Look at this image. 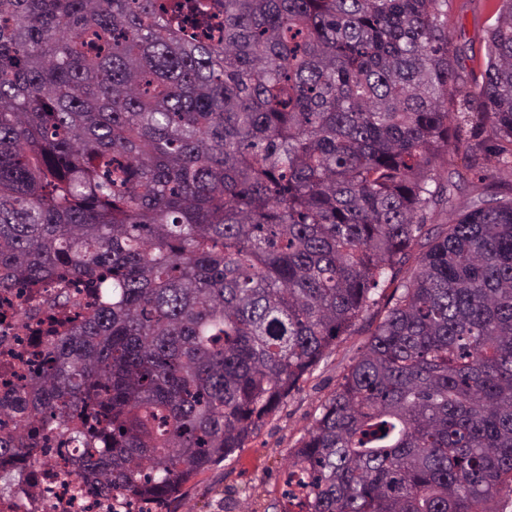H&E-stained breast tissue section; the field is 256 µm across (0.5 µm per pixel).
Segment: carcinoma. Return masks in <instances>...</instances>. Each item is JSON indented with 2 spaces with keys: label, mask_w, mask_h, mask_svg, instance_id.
I'll use <instances>...</instances> for the list:
<instances>
[{
  "label": "carcinoma",
  "mask_w": 512,
  "mask_h": 512,
  "mask_svg": "<svg viewBox=\"0 0 512 512\" xmlns=\"http://www.w3.org/2000/svg\"><path fill=\"white\" fill-rule=\"evenodd\" d=\"M448 0H0V291L96 299L25 435L80 493L176 498L395 286L289 455L295 512H496L512 484V187L436 223L467 155ZM466 96L512 168V0ZM426 250L413 257L419 242Z\"/></svg>",
  "instance_id": "obj_1"
}]
</instances>
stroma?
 <instances>
[{
	"label": "stroma",
	"instance_id": "obj_1",
	"mask_svg": "<svg viewBox=\"0 0 512 512\" xmlns=\"http://www.w3.org/2000/svg\"><path fill=\"white\" fill-rule=\"evenodd\" d=\"M500 7L501 0H448L445 22L454 65L463 78L461 92L482 80L485 43ZM383 307L380 301L371 305L351 335L339 337L331 352L266 418L256 438L192 478L181 497L167 502L163 512H267L270 504H282L284 465L290 452L299 447L322 405L361 353Z\"/></svg>",
	"mask_w": 512,
	"mask_h": 512
}]
</instances>
